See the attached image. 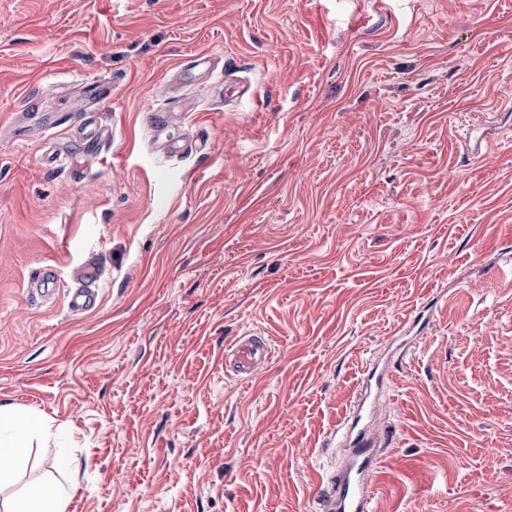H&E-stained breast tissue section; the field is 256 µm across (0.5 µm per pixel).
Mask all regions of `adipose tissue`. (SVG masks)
I'll return each mask as SVG.
<instances>
[{
  "label": "adipose tissue",
  "instance_id": "obj_1",
  "mask_svg": "<svg viewBox=\"0 0 512 512\" xmlns=\"http://www.w3.org/2000/svg\"><path fill=\"white\" fill-rule=\"evenodd\" d=\"M51 419L33 410L13 405H0V491L15 483L28 442L37 435L47 433ZM52 468L57 481L34 482L0 504V512H65L74 491L72 474L75 462L67 449H56Z\"/></svg>",
  "mask_w": 512,
  "mask_h": 512
}]
</instances>
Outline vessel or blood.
I'll list each match as a JSON object with an SVG mask.
<instances>
[{"instance_id": "1", "label": "vessel or blood", "mask_w": 512, "mask_h": 512, "mask_svg": "<svg viewBox=\"0 0 512 512\" xmlns=\"http://www.w3.org/2000/svg\"><path fill=\"white\" fill-rule=\"evenodd\" d=\"M270 357L269 344L258 336L237 337L224 349L225 367L245 378L268 364ZM365 401V396H358L351 414L336 429L337 438L348 440L349 453L343 464L324 478L320 512H372L380 460L374 452L373 435L360 423Z\"/></svg>"}]
</instances>
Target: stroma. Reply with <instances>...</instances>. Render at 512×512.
Listing matches in <instances>:
<instances>
[{
	"label": "stroma",
	"instance_id": "stroma-1",
	"mask_svg": "<svg viewBox=\"0 0 512 512\" xmlns=\"http://www.w3.org/2000/svg\"><path fill=\"white\" fill-rule=\"evenodd\" d=\"M371 357L374 512H512V0H0V404L65 426L18 485L318 512ZM271 348L265 339L258 336H238L224 348V366L235 375L252 377L261 367L268 364Z\"/></svg>",
	"mask_w": 512,
	"mask_h": 512
}]
</instances>
